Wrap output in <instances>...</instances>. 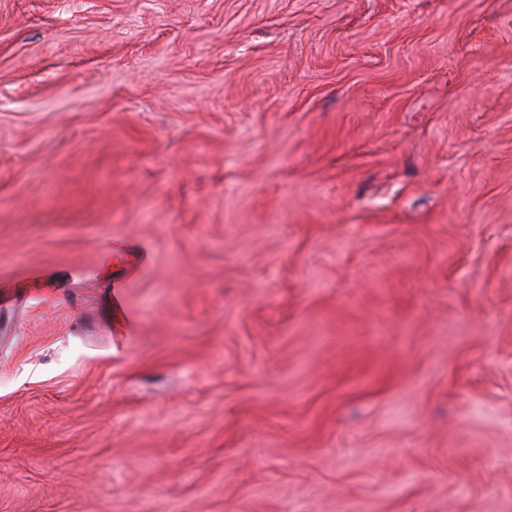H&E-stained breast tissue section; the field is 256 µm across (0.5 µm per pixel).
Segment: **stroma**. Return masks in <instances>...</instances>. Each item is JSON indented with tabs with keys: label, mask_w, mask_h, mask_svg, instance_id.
Wrapping results in <instances>:
<instances>
[{
	"label": "stroma",
	"mask_w": 512,
	"mask_h": 512,
	"mask_svg": "<svg viewBox=\"0 0 512 512\" xmlns=\"http://www.w3.org/2000/svg\"><path fill=\"white\" fill-rule=\"evenodd\" d=\"M0 512H512V0H0Z\"/></svg>",
	"instance_id": "1"
}]
</instances>
